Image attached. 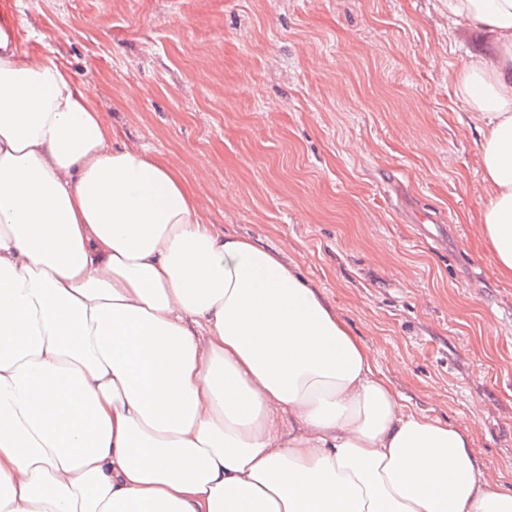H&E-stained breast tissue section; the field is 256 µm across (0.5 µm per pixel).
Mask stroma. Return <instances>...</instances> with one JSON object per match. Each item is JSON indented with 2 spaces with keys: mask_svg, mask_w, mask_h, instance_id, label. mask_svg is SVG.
Listing matches in <instances>:
<instances>
[{
  "mask_svg": "<svg viewBox=\"0 0 512 512\" xmlns=\"http://www.w3.org/2000/svg\"><path fill=\"white\" fill-rule=\"evenodd\" d=\"M207 223L279 252L409 410L468 430L512 491V283L476 217L447 0H0Z\"/></svg>",
  "mask_w": 512,
  "mask_h": 512,
  "instance_id": "stroma-1",
  "label": "stroma"
}]
</instances>
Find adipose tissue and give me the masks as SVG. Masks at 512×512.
<instances>
[{"label": "adipose tissue", "mask_w": 512, "mask_h": 512, "mask_svg": "<svg viewBox=\"0 0 512 512\" xmlns=\"http://www.w3.org/2000/svg\"><path fill=\"white\" fill-rule=\"evenodd\" d=\"M451 87L512 281V0ZM0 512H512L466 432L406 410L297 266L206 223L89 87L0 33Z\"/></svg>", "instance_id": "adipose-tissue-1"}]
</instances>
